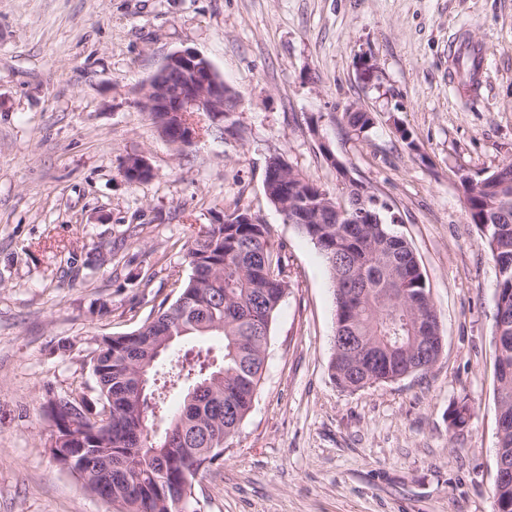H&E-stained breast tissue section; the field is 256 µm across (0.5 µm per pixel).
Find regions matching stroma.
Wrapping results in <instances>:
<instances>
[{
    "label": "stroma",
    "instance_id": "stroma-1",
    "mask_svg": "<svg viewBox=\"0 0 512 512\" xmlns=\"http://www.w3.org/2000/svg\"><path fill=\"white\" fill-rule=\"evenodd\" d=\"M460 36L488 50L474 96L450 78ZM186 48L240 106L231 133L180 153L137 100ZM135 154L149 180L125 177ZM274 154L339 199L343 164L399 215L444 339L425 375L332 381L334 285L264 195ZM510 160L512 0H0V512H115L53 460L48 402L96 398L87 355L171 303L186 243L236 207L269 226L288 290L201 512H494L497 270L460 176Z\"/></svg>",
    "mask_w": 512,
    "mask_h": 512
}]
</instances>
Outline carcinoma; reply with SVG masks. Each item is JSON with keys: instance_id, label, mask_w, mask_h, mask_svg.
Masks as SVG:
<instances>
[{"instance_id": "1", "label": "carcinoma", "mask_w": 512, "mask_h": 512, "mask_svg": "<svg viewBox=\"0 0 512 512\" xmlns=\"http://www.w3.org/2000/svg\"><path fill=\"white\" fill-rule=\"evenodd\" d=\"M460 87L471 91L478 64L469 54L455 59ZM149 117L162 132L178 123L169 112ZM497 180H461L465 208L495 266L508 269L498 279L495 361L498 440L496 464L512 468V161L497 167ZM264 193L288 223L310 240L332 276L336 331L361 338L362 351H334L330 370L341 388L356 391L431 369L442 350L426 346L440 332L424 273L411 246L391 229L389 205L372 206L380 224L336 221L323 206L319 188L286 166L279 179H265ZM312 201L310 213L322 223L307 224L295 201ZM190 268L176 298L133 331L111 337L90 357L98 397L71 393L49 402L55 408L100 415L112 406V435L100 434L98 421L85 424L84 447L65 442L53 451L60 466L77 476L91 495L112 502L117 512H177L174 495L198 512L200 482L224 465V445L239 431L262 380L271 324L288 289L282 249L270 230L238 207L224 222L199 229L187 243ZM203 336L222 343L177 348ZM177 390L183 405L168 415L165 392ZM196 400L188 401L191 393ZM471 407L463 398L448 409L449 426L464 429ZM498 512H512V477L495 484Z\"/></svg>"}]
</instances>
